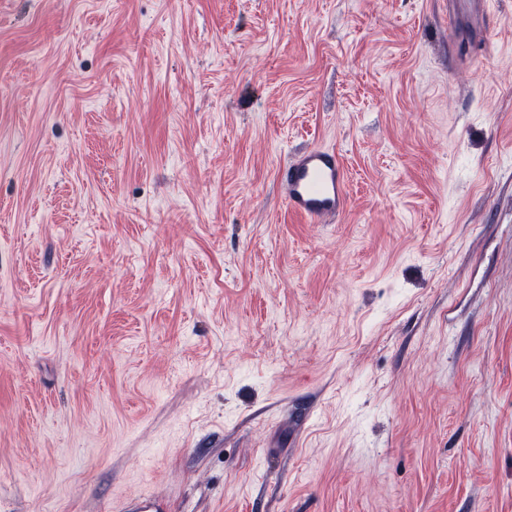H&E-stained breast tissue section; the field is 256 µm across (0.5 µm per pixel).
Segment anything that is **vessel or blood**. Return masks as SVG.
Returning a JSON list of instances; mask_svg holds the SVG:
<instances>
[{"label": "vessel or blood", "mask_w": 512, "mask_h": 512, "mask_svg": "<svg viewBox=\"0 0 512 512\" xmlns=\"http://www.w3.org/2000/svg\"><path fill=\"white\" fill-rule=\"evenodd\" d=\"M454 31L448 41V66L465 62L463 44L486 34L483 0H448ZM288 209L312 221L335 222L349 204L348 172L335 148L312 146L294 155L279 171Z\"/></svg>", "instance_id": "1"}]
</instances>
